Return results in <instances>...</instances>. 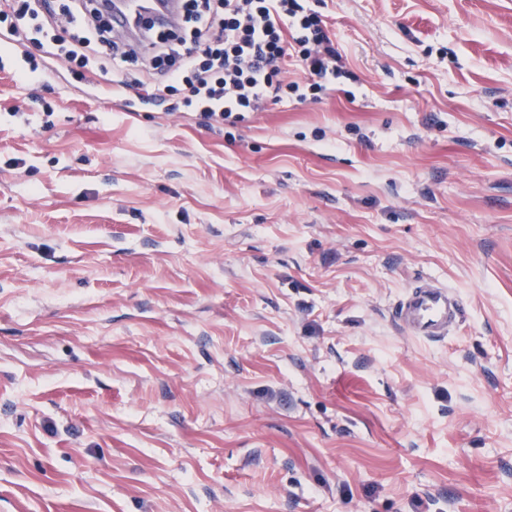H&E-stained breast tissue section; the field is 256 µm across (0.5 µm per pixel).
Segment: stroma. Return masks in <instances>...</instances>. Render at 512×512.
Masks as SVG:
<instances>
[{"mask_svg":"<svg viewBox=\"0 0 512 512\" xmlns=\"http://www.w3.org/2000/svg\"><path fill=\"white\" fill-rule=\"evenodd\" d=\"M315 9L352 79L233 127L0 22V512H512V0ZM393 315L412 336L441 341L458 324L461 307L449 287L435 278L421 277L400 297Z\"/></svg>","mask_w":512,"mask_h":512,"instance_id":"obj_1","label":"stroma"}]
</instances>
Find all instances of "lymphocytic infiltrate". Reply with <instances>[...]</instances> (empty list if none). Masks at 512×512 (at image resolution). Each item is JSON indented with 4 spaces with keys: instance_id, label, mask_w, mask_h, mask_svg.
<instances>
[{
    "instance_id": "f902f5d3",
    "label": "lymphocytic infiltrate",
    "mask_w": 512,
    "mask_h": 512,
    "mask_svg": "<svg viewBox=\"0 0 512 512\" xmlns=\"http://www.w3.org/2000/svg\"><path fill=\"white\" fill-rule=\"evenodd\" d=\"M182 35L152 41L166 62L168 87L186 84L184 108L201 124H236L267 101L296 96L318 100L339 79L349 78L318 11L308 0H184ZM315 80L282 83L289 59Z\"/></svg>"
}]
</instances>
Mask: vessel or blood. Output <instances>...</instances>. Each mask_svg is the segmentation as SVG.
<instances>
[{"mask_svg": "<svg viewBox=\"0 0 512 512\" xmlns=\"http://www.w3.org/2000/svg\"><path fill=\"white\" fill-rule=\"evenodd\" d=\"M393 315L411 335L441 341L458 324L461 307L458 296L449 287L435 278L422 277L406 289Z\"/></svg>", "mask_w": 512, "mask_h": 512, "instance_id": "1", "label": "vessel or blood"}]
</instances>
